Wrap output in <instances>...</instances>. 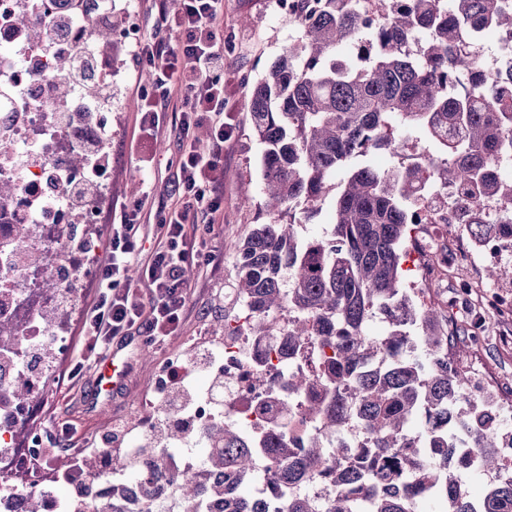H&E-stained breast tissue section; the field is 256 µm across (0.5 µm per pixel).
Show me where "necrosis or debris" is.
<instances>
[{"label":"necrosis or debris","instance_id":"4bbe7bcc","mask_svg":"<svg viewBox=\"0 0 512 512\" xmlns=\"http://www.w3.org/2000/svg\"><path fill=\"white\" fill-rule=\"evenodd\" d=\"M112 8V0H0V140L12 145L10 152L0 153V180L19 188L12 205L0 209V321L15 324L20 334L10 352L0 351V512H25L33 495L40 499L42 512H102L115 497L124 500L126 512H182L178 481L200 471L196 450L207 444V426L218 418L239 425L254 419L262 407L287 400L289 369L311 365L309 347L290 364L258 365V358L276 346L271 336L244 332L230 340L212 338L198 361L176 357L158 362L147 408L136 411L127 428L112 438L120 458H133L148 472L142 440L156 436L163 420L186 428L183 443L165 446L163 469L148 482L150 494H143V484L107 456L100 461V478L88 491L82 471L70 468L65 498L41 475L47 464L41 448L44 432L32 420L49 374L31 359L18 364L17 357L35 346L55 358L66 355L65 327L49 325L46 312L76 313L74 299L95 271L102 243L101 206L68 202L66 189L92 180L100 193L109 190L112 68L95 53L89 27L111 23ZM21 13L45 26L41 41H32L16 24ZM61 56L69 57L72 74L102 85L104 95H86L77 81L67 99H58L53 64ZM75 149L88 157L86 167L69 168L67 160ZM415 196L422 246L431 252L443 245L450 220L469 202L455 187L429 181L418 183ZM21 224L28 225V238L17 236ZM33 252L40 254L39 264L29 262ZM49 282L54 285L50 291L45 288ZM196 368L207 373L211 388L194 391L180 406L171 407L174 371ZM19 379L29 388L27 398L9 393Z\"/></svg>","mask_w":512,"mask_h":512}]
</instances>
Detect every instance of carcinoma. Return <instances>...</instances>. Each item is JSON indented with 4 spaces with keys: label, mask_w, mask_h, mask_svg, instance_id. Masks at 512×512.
I'll list each match as a JSON object with an SVG mask.
<instances>
[{
    "label": "carcinoma",
    "mask_w": 512,
    "mask_h": 512,
    "mask_svg": "<svg viewBox=\"0 0 512 512\" xmlns=\"http://www.w3.org/2000/svg\"><path fill=\"white\" fill-rule=\"evenodd\" d=\"M381 18L367 31L354 0H292L301 36L250 90L253 134L261 159L264 209L273 216L234 244L233 288L213 333L236 336L229 301L251 311V335H270L272 319L290 314L278 358L287 360L306 341L320 349L316 371L288 375V388L306 403L305 418L339 434L357 423L370 447L357 448L359 468L332 467L345 448L317 438L303 445L275 423L259 426L258 444L217 420L207 428L212 450L202 473L180 481L184 503L217 512H265L239 493L253 477V448L266 449L268 482L288 489V512H409L416 488L434 495L438 512H512V480L485 486L469 499L461 475L487 476L504 468L495 449L512 436V418L499 402L472 404L463 424L468 448L448 444L450 398L472 379L452 352L448 310L407 288L403 264L419 253L412 184L429 180L463 189L512 210V178L493 169L512 157V65L487 69L467 38L491 26L512 37V0H379ZM97 54L114 50L112 30L90 27ZM346 46L342 58L337 49ZM467 73L460 94L455 77ZM437 146L411 168L382 171L367 162L375 150L399 153L408 142ZM353 159L336 199L335 220L323 235L302 240L279 217L295 203L313 207L336 173ZM462 232L471 244L488 240L512 252V222L484 224L468 209ZM391 322L382 336L366 333L370 317ZM471 457L462 472L455 454ZM331 476L324 503L297 486Z\"/></svg>",
    "instance_id": "carcinoma-1"
}]
</instances>
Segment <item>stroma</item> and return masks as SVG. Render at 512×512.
I'll return each instance as SVG.
<instances>
[{"mask_svg": "<svg viewBox=\"0 0 512 512\" xmlns=\"http://www.w3.org/2000/svg\"><path fill=\"white\" fill-rule=\"evenodd\" d=\"M298 27L282 14L275 0H224V37L234 48L224 54V98L238 128L235 139L224 147L223 235L212 241L217 259L207 272H193L195 282L187 303V320L181 336L164 349L133 352L120 390L93 397L94 374H87L75 388L61 391L49 381L40 412L56 421L76 425L79 436L102 437L116 421L127 420L151 391L156 363L170 355H181L190 344L209 335L212 317L224 307V290L232 282L234 242L253 225L266 223L263 203L260 155L249 117V92L271 63L299 37ZM133 46L118 45L112 68V169L110 195L102 206L103 215L138 198L143 180L155 182L166 192L167 161L175 159L179 140L173 124H166L144 153L131 152L141 139L137 116L144 104L142 72L132 63ZM151 157L144 167L143 157ZM455 349L463 353L496 398L512 404V316L486 315L485 333L480 341L471 339V319L462 308L451 311Z\"/></svg>", "mask_w": 512, "mask_h": 512, "instance_id": "1", "label": "stroma"}]
</instances>
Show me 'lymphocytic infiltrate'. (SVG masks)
Wrapping results in <instances>:
<instances>
[{"label":"lymphocytic infiltrate","mask_w":512,"mask_h":512,"mask_svg":"<svg viewBox=\"0 0 512 512\" xmlns=\"http://www.w3.org/2000/svg\"><path fill=\"white\" fill-rule=\"evenodd\" d=\"M155 21L135 44L133 60L153 75L148 105L139 127L149 138L160 134L167 113H174L181 148L168 162L175 198L155 200L147 184L133 204L122 206L120 221L110 224L98 254L96 291L84 310L82 341L61 385L74 387L97 369L114 340L141 337L143 344L165 346L182 334L186 323L190 273L212 264L209 246L219 234L224 204V144L236 130L224 99V0H182L176 13L153 0ZM209 131L199 142L197 127ZM156 203L162 238L151 252L143 250L145 207ZM139 276H132L135 260Z\"/></svg>","instance_id":"1"}]
</instances>
